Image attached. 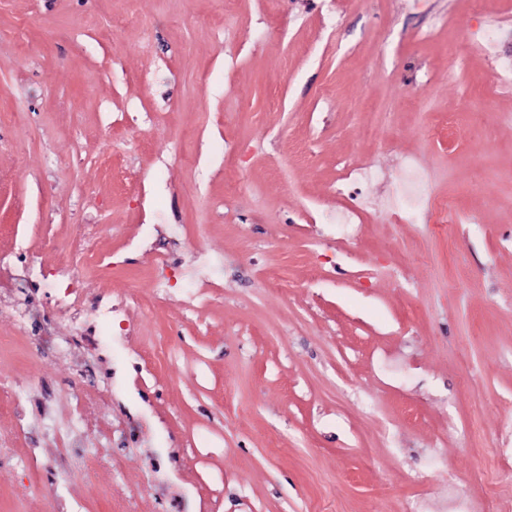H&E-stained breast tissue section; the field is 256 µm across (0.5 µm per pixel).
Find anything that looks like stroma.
Instances as JSON below:
<instances>
[{
	"label": "stroma",
	"mask_w": 512,
	"mask_h": 512,
	"mask_svg": "<svg viewBox=\"0 0 512 512\" xmlns=\"http://www.w3.org/2000/svg\"><path fill=\"white\" fill-rule=\"evenodd\" d=\"M497 59L512 0H0V253H72L88 298L144 302L96 354L64 316L37 349L0 298V376L25 389L0 512H45V490L120 512L113 487L158 448L220 512H512ZM408 155L417 221L380 206ZM356 165L377 177L343 182ZM83 224L100 231L75 253ZM66 426L136 456L57 468Z\"/></svg>",
	"instance_id": "obj_1"
}]
</instances>
